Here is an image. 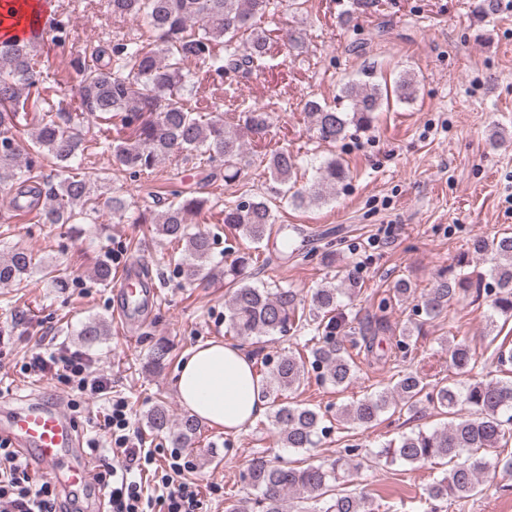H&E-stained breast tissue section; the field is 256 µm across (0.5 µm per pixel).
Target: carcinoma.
I'll return each mask as SVG.
<instances>
[{"mask_svg": "<svg viewBox=\"0 0 512 512\" xmlns=\"http://www.w3.org/2000/svg\"><path fill=\"white\" fill-rule=\"evenodd\" d=\"M270 4L271 0H107L112 14L142 19L154 40L97 45L91 59L78 60L73 67L78 105L46 99L41 113L33 118L26 102L33 95L41 97L45 89L43 72L37 69V46L46 38L54 45L65 44L70 28L63 22L34 43L0 44V185L9 187L14 202L19 197H36L44 224H75L88 218L96 208L97 181L74 172V164L85 150L77 127L89 119L107 120L117 115L120 125L105 149L119 171L133 178L149 175L165 159L198 152L206 157V164L216 163L224 169V181L239 178L248 150L245 136H266L269 116L244 104L226 110L222 117L195 111L184 100L189 78L184 65L195 64L208 79L231 82L265 68L270 37L257 20L270 13ZM393 93L400 102L415 101L417 76L411 72L401 75ZM339 98L348 101L349 108L342 110L317 99H308L303 105L310 130L320 143L334 145L370 130L381 110L383 92L378 84L347 82L341 86ZM29 119L33 130L28 151L23 152L15 131L20 121ZM48 156L58 164L56 184L36 175ZM260 163L272 182L273 197L296 208L327 201L349 178L348 167L333 157L317 167L310 186L298 188V158L293 153L273 150L263 154ZM172 195L164 209L134 214L120 195L109 197V202L119 219L153 224L158 235L184 245L176 266L186 282L208 281L213 277L214 239L191 231L208 199L191 191L176 190ZM221 215L234 234L253 243L270 234L275 223L271 199L264 196L229 201ZM471 250L490 261L489 276L456 271L468 265L467 259H457L456 266L438 272L430 291L413 305V315L437 317L459 298L473 294L487 299L492 312L512 317V235L476 236ZM251 262L252 253L239 252L224 263V279L233 288L224 312L229 331L240 338L260 339L286 336L314 324L311 360H305L298 350L289 351L272 362L265 361L256 371L264 383L269 425L284 447L306 451L327 431L323 416L309 407L283 401L280 395L298 389L311 369L336 387L345 388L353 381L355 362L340 344L344 317L339 308L341 297L352 294L356 282L348 274L341 288L314 289L305 308L296 293L277 286L274 280L261 285L248 281L244 274ZM34 267L32 253L14 251L0 261V284L19 285ZM79 335L86 342H95L109 335L108 324L91 318L83 323ZM169 350L166 341L158 340L151 349V366L162 367ZM446 350L450 366L467 377L462 386L429 384L419 374L407 371L393 385L337 408L345 420L369 428L390 410L412 411L425 401L452 416L443 427L403 434L376 452L361 454L347 448L344 456L305 467L258 457L247 473V485L255 497L236 501L227 512H284V500L290 493L323 502L320 512H377L371 495L345 488L344 477L351 469L382 461L434 464L440 460L448 465L444 476L426 489L428 499L435 501L481 493L482 477L491 471L511 476L512 456L500 457L499 449L508 445L505 426L512 423V378H473L475 359L469 345L454 339ZM145 420L151 433L167 437L177 448L186 446L200 430V422L190 415L171 420L162 404L153 406Z\"/></svg>", "mask_w": 512, "mask_h": 512, "instance_id": "1", "label": "carcinoma"}]
</instances>
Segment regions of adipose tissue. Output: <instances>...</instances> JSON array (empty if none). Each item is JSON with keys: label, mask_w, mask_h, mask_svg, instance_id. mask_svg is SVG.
Segmentation results:
<instances>
[{"label": "adipose tissue", "mask_w": 512, "mask_h": 512, "mask_svg": "<svg viewBox=\"0 0 512 512\" xmlns=\"http://www.w3.org/2000/svg\"><path fill=\"white\" fill-rule=\"evenodd\" d=\"M184 407L197 419L238 432L265 410L262 382L246 352L221 341L187 351L175 382Z\"/></svg>", "instance_id": "obj_1"}]
</instances>
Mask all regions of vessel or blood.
<instances>
[{
	"label": "vessel or blood",
	"mask_w": 512,
	"mask_h": 512,
	"mask_svg": "<svg viewBox=\"0 0 512 512\" xmlns=\"http://www.w3.org/2000/svg\"><path fill=\"white\" fill-rule=\"evenodd\" d=\"M116 297L117 314L130 320L136 312L154 309L157 292L137 287L127 273ZM0 439L28 457L31 466L55 478L64 490L83 489L93 481L94 461L82 450L72 417L57 400H19L17 407L0 422Z\"/></svg>",
	"instance_id": "1"
}]
</instances>
